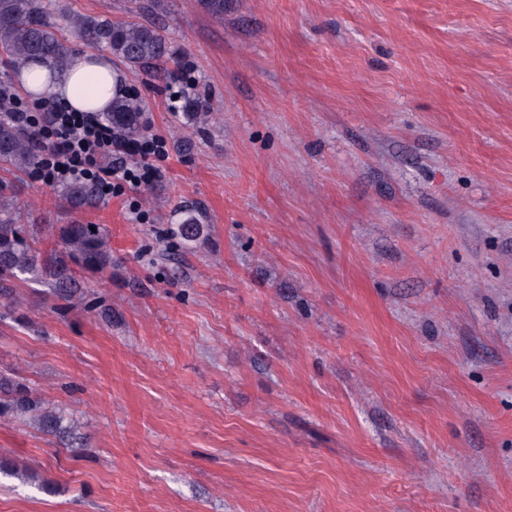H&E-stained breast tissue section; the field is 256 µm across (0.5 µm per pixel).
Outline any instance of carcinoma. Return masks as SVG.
Wrapping results in <instances>:
<instances>
[{
    "label": "carcinoma",
    "instance_id": "cac0c4a2",
    "mask_svg": "<svg viewBox=\"0 0 512 512\" xmlns=\"http://www.w3.org/2000/svg\"><path fill=\"white\" fill-rule=\"evenodd\" d=\"M140 0H130L125 19H110L74 13L53 0H0V61L19 69L53 63L57 75L69 68L74 43L104 51L129 71L168 74L164 64L175 54L166 31L137 20ZM105 118L124 139L145 132L142 112L135 99L119 95L112 99ZM40 150L30 131L10 117H0V168L26 173L34 169ZM60 195L72 209L92 207L100 196L90 183L60 185ZM180 222L169 234L186 245L205 239L206 225L195 209L179 211ZM55 238V248L43 252L39 232ZM112 268V248L105 228L78 221L66 224H34L18 207L17 197L0 189V299H10L14 286L42 281L50 286L53 308L63 314L75 298H84L86 275H104ZM26 421L44 438L60 448H72L80 437L66 424L64 408H49L34 395L26 379L0 372V420Z\"/></svg>",
    "mask_w": 512,
    "mask_h": 512
}]
</instances>
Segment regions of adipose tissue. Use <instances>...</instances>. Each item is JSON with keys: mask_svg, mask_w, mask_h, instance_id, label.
Listing matches in <instances>:
<instances>
[{"mask_svg": "<svg viewBox=\"0 0 512 512\" xmlns=\"http://www.w3.org/2000/svg\"><path fill=\"white\" fill-rule=\"evenodd\" d=\"M51 63L23 70L19 86L23 92H39L41 98L59 100L76 112H100L120 92L123 75L110 57L98 53L76 55L65 76L50 79Z\"/></svg>", "mask_w": 512, "mask_h": 512, "instance_id": "ef3b65f1", "label": "adipose tissue"}]
</instances>
